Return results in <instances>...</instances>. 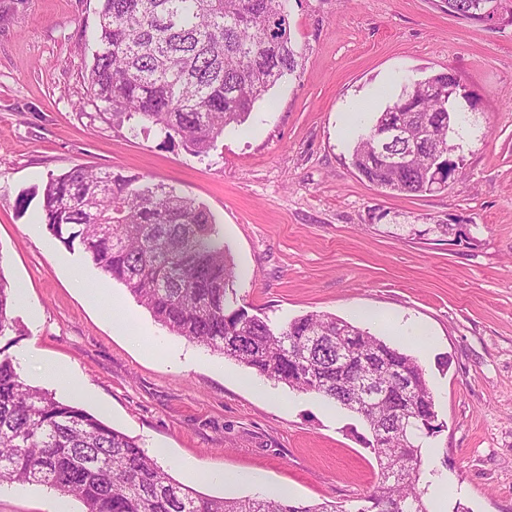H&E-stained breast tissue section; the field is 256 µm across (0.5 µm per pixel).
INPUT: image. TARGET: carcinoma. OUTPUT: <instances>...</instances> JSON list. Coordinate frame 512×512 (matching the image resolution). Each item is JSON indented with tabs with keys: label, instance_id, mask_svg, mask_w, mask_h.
Returning <instances> with one entry per match:
<instances>
[{
	"label": "carcinoma",
	"instance_id": "carcinoma-1",
	"mask_svg": "<svg viewBox=\"0 0 512 512\" xmlns=\"http://www.w3.org/2000/svg\"><path fill=\"white\" fill-rule=\"evenodd\" d=\"M290 0H100L88 79L112 120L136 119L196 155L241 126L257 101L297 72ZM455 17L475 0H443ZM451 72L401 87L358 136L351 164L392 194L440 191L455 176L451 134L466 98ZM399 125L406 139L385 131ZM402 154L398 165L386 154ZM43 222L123 284L170 333L276 384L315 393L369 428L379 479L359 503L204 496L174 480L133 438L28 384L0 358V486L40 484L84 512H430L418 489L423 448L442 431L418 359L368 329L310 312L274 324L238 303L235 266L213 216L136 176L74 167L42 189ZM0 269V338L19 331Z\"/></svg>",
	"mask_w": 512,
	"mask_h": 512
}]
</instances>
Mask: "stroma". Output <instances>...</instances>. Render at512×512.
<instances>
[{
	"instance_id": "1",
	"label": "stroma",
	"mask_w": 512,
	"mask_h": 512,
	"mask_svg": "<svg viewBox=\"0 0 512 512\" xmlns=\"http://www.w3.org/2000/svg\"><path fill=\"white\" fill-rule=\"evenodd\" d=\"M99 0H0V271L25 289L20 330L0 339L26 381L160 448L179 483L216 497L254 496L208 471L260 474L292 499L354 505L376 483L371 435L353 413L257 376L170 334L120 283L41 219L49 175L76 166L175 188L213 216L236 266L239 303L279 323L311 312L358 322L374 310L429 338L372 333L416 356L443 430L423 451L430 512H512V22H469L439 0H291L301 67L208 155L157 131L117 124L87 74ZM452 72L460 102L446 190L394 195L365 181L351 148L409 78ZM452 225L451 234L439 227ZM87 288L73 287L72 269ZM150 353L105 314L113 298ZM51 361L78 379L62 389ZM202 475L188 478L183 462ZM83 512L42 485L0 486V512Z\"/></svg>"
}]
</instances>
